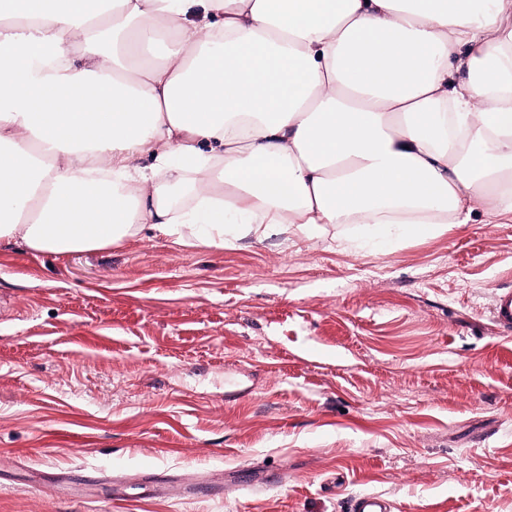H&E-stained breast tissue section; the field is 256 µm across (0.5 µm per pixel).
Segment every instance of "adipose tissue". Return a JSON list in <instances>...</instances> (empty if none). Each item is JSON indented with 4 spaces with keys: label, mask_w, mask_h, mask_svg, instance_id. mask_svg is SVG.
<instances>
[{
    "label": "adipose tissue",
    "mask_w": 512,
    "mask_h": 512,
    "mask_svg": "<svg viewBox=\"0 0 512 512\" xmlns=\"http://www.w3.org/2000/svg\"><path fill=\"white\" fill-rule=\"evenodd\" d=\"M476 203L512 214V0H0V241L421 235Z\"/></svg>",
    "instance_id": "adipose-tissue-1"
}]
</instances>
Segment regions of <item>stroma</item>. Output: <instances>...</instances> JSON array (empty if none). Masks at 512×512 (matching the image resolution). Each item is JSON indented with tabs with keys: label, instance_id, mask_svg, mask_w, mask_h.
Returning <instances> with one entry per match:
<instances>
[{
	"label": "stroma",
	"instance_id": "obj_1",
	"mask_svg": "<svg viewBox=\"0 0 512 512\" xmlns=\"http://www.w3.org/2000/svg\"><path fill=\"white\" fill-rule=\"evenodd\" d=\"M499 288L480 205L392 243L1 242L0 512H512ZM347 512H394L393 502L374 494H358L346 501Z\"/></svg>",
	"mask_w": 512,
	"mask_h": 512
}]
</instances>
